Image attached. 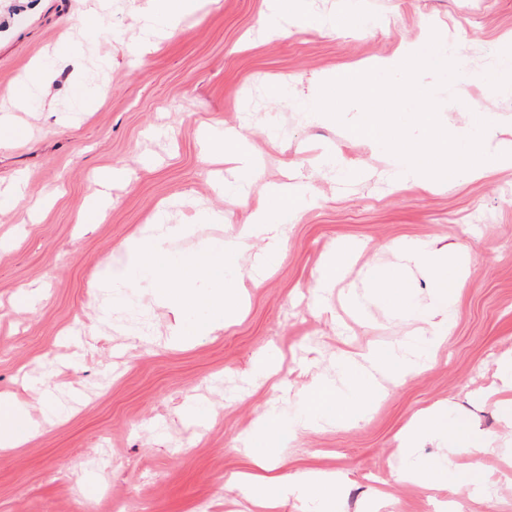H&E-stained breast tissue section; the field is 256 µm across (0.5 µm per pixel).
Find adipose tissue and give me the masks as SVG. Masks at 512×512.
Listing matches in <instances>:
<instances>
[{
  "instance_id": "adipose-tissue-1",
  "label": "adipose tissue",
  "mask_w": 512,
  "mask_h": 512,
  "mask_svg": "<svg viewBox=\"0 0 512 512\" xmlns=\"http://www.w3.org/2000/svg\"><path fill=\"white\" fill-rule=\"evenodd\" d=\"M43 77L42 69H34L29 81L10 89L0 98L1 142L20 136L21 129L11 112L15 109L29 111L35 107L37 99L30 85ZM223 146L235 161L234 168L224 178V195L239 200L246 195L254 165L238 134L225 133ZM394 250L400 258L399 264L367 271L366 279L372 288L369 299L382 304L391 317L420 320V328L396 347H373L357 355L337 352L339 382H317L292 413L271 407L265 418L242 437V447L251 451L253 469L241 475L235 486L262 512H272L280 500L288 496L306 499L317 512H333V490L342 481L340 473L275 474L276 448L281 436L293 437L334 422L363 421L370 403L380 392L381 378L402 380L424 371L433 361L435 350L446 340L455 314L457 292L470 274L468 263L449 261L444 252L418 240L399 242ZM414 270L431 278L430 301L423 306L405 302L400 290L406 274ZM35 432L24 406L15 398L0 395V450L19 447ZM428 440L437 441L442 454L425 463L417 450ZM471 444L465 426L458 419L449 417L445 407L436 405L418 411L400 434L402 464L399 474L428 489L452 482L472 491L473 495H482L485 492L482 473L476 467L465 468L458 463L461 454L470 453Z\"/></svg>"
}]
</instances>
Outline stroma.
<instances>
[{
    "label": "stroma",
    "mask_w": 512,
    "mask_h": 512,
    "mask_svg": "<svg viewBox=\"0 0 512 512\" xmlns=\"http://www.w3.org/2000/svg\"><path fill=\"white\" fill-rule=\"evenodd\" d=\"M375 26L336 37L313 23L287 37L257 36L265 0H189L172 32L138 56L141 18L161 0H0V95L38 60L53 69L43 106L19 112L26 128L0 145V190L22 178L14 207L0 209V392L18 393L33 420L45 392L75 404L23 447L0 452V512H245L227 489L252 464L238 440L272 404L287 406L321 377L335 378L336 351L396 343L411 322L377 304L357 309L367 269L396 262L393 243L419 239L463 248L472 274L455 305L454 325L432 368L385 385L366 420L309 431L279 448L280 473L336 470L341 512H434L421 486L399 479L398 431L441 403L481 435L512 441L498 409L496 376L512 354V169L449 182L437 192L391 187L386 163L340 123L308 122L298 102L337 72L391 55L424 25L447 33L455 55L484 83L438 92L442 126L467 120L469 104L497 115L491 146L512 143V87L498 85L512 0H357ZM240 134L256 160L250 187L296 175L315 206L298 214L277 265L260 284L245 282L241 314L211 335L176 340L173 311L138 288L127 309L95 288L101 266L170 201L169 221L200 210L223 212L199 240L231 237L249 219L247 204L217 188L211 128ZM337 164L319 163L326 148ZM124 168L126 186L98 223L75 215L103 172ZM358 244L341 279L314 307L317 270L336 242ZM37 288L33 308L16 310L19 289ZM265 352L281 355L274 386L252 388L249 373ZM204 407L202 418L185 414ZM493 481L491 498L449 490L463 512H512V466L500 450L463 455Z\"/></svg>",
    "instance_id": "obj_1"
}]
</instances>
